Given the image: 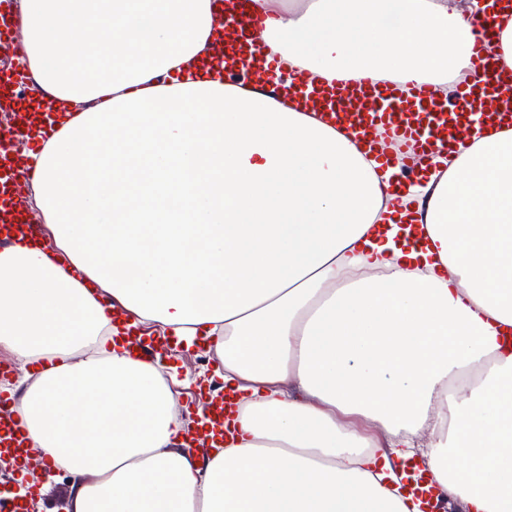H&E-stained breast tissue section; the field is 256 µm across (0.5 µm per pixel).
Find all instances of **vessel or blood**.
I'll use <instances>...</instances> for the list:
<instances>
[{
	"label": "vessel or blood",
	"mask_w": 512,
	"mask_h": 512,
	"mask_svg": "<svg viewBox=\"0 0 512 512\" xmlns=\"http://www.w3.org/2000/svg\"><path fill=\"white\" fill-rule=\"evenodd\" d=\"M263 21L243 17L238 27L224 31V74L238 82L240 73L251 76L252 88L271 89L275 99L306 112H326L345 126L381 162H389L391 150L403 158L419 155L430 159L438 152L471 142L480 128L512 127V69L494 57V27L483 19L472 48L470 77L458 86L454 100L441 98L427 84H377L367 79H343L308 85L298 74L287 81L276 78L277 69L268 63L257 34ZM27 79L26 70L0 71V95L8 94L11 111L25 114L18 86ZM31 226L22 221L16 206L0 209V243L33 238ZM211 415L213 430L205 440L190 439L183 446L189 453L205 449L207 454L225 445L224 416L234 412L232 394L202 400ZM16 413L10 399L0 398V455L23 458V442L14 430Z\"/></svg>",
	"instance_id": "vessel-or-blood-1"
}]
</instances>
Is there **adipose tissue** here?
<instances>
[{
    "mask_svg": "<svg viewBox=\"0 0 512 512\" xmlns=\"http://www.w3.org/2000/svg\"><path fill=\"white\" fill-rule=\"evenodd\" d=\"M269 59L316 81L468 70L484 0H250ZM58 119L30 130L52 245L0 249V346L51 365L19 401L74 512H419L415 453L464 512H512V131L387 204L346 128L203 66L214 0H21ZM213 342L237 394L207 464L129 329ZM474 376L467 397L449 380Z\"/></svg>",
    "mask_w": 512,
    "mask_h": 512,
    "instance_id": "adipose-tissue-1",
    "label": "adipose tissue"
}]
</instances>
